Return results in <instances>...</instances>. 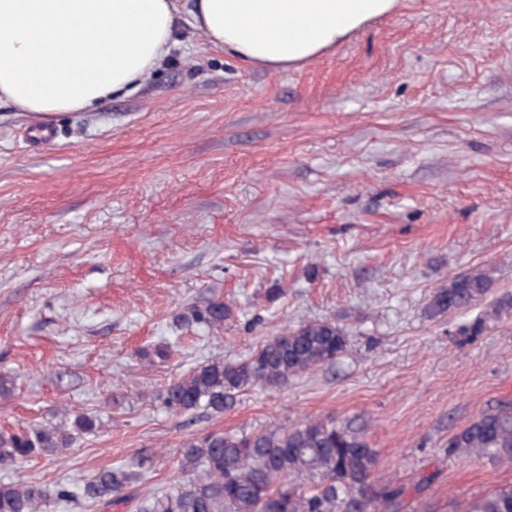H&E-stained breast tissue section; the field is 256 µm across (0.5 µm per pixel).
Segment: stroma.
<instances>
[{
	"mask_svg": "<svg viewBox=\"0 0 512 512\" xmlns=\"http://www.w3.org/2000/svg\"><path fill=\"white\" fill-rule=\"evenodd\" d=\"M47 121L52 140L25 136L31 118L0 104V376L17 384L0 431L77 411L101 427L0 480L72 486L151 453L158 490L191 437L332 417L405 485L401 512L512 485V467L447 452L512 404V0H401L277 73L184 19L149 80ZM470 270L491 292L428 318ZM214 299L233 309L222 328L180 323ZM313 319L347 335L333 365L221 414L160 409L210 356Z\"/></svg>",
	"mask_w": 512,
	"mask_h": 512,
	"instance_id": "stroma-1",
	"label": "stroma"
}]
</instances>
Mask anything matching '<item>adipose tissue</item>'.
Listing matches in <instances>:
<instances>
[{
  "mask_svg": "<svg viewBox=\"0 0 512 512\" xmlns=\"http://www.w3.org/2000/svg\"><path fill=\"white\" fill-rule=\"evenodd\" d=\"M399 0H0V101L75 112L145 82L182 15L213 46L271 71L315 59Z\"/></svg>",
  "mask_w": 512,
  "mask_h": 512,
  "instance_id": "ef3b65f1",
  "label": "adipose tissue"
}]
</instances>
